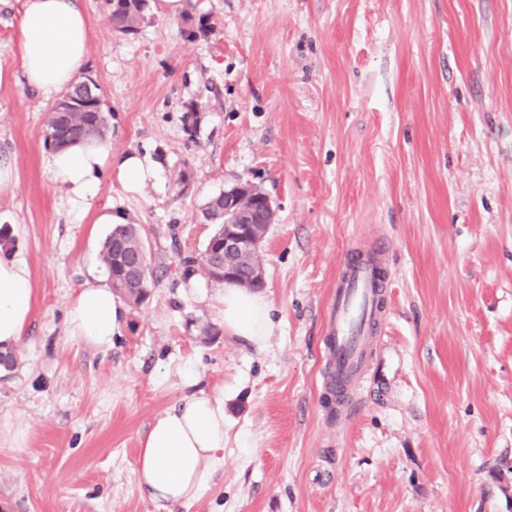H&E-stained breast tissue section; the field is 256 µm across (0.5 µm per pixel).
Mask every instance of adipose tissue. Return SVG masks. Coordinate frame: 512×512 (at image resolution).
Masks as SVG:
<instances>
[{
  "mask_svg": "<svg viewBox=\"0 0 512 512\" xmlns=\"http://www.w3.org/2000/svg\"><path fill=\"white\" fill-rule=\"evenodd\" d=\"M90 20L80 0H23L18 27L21 76L29 88L64 94L76 84L88 58ZM54 183L72 209L95 213L98 221L119 223L111 206L100 204L105 172L116 171L130 192L155 178L157 164L137 153L113 158L107 142L88 138L52 150L46 159ZM34 288L25 260L0 254V348L21 341L33 313ZM219 310L225 331L254 346L269 332L266 299L235 284L224 286ZM121 303L100 278L85 281L68 313L72 338L105 351L119 323ZM224 445V397L204 393L185 396L159 414L141 442L136 468L139 488L155 500L178 505L196 498Z\"/></svg>",
  "mask_w": 512,
  "mask_h": 512,
  "instance_id": "adipose-tissue-1",
  "label": "adipose tissue"
}]
</instances>
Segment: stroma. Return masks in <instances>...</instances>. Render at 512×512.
<instances>
[{
  "mask_svg": "<svg viewBox=\"0 0 512 512\" xmlns=\"http://www.w3.org/2000/svg\"><path fill=\"white\" fill-rule=\"evenodd\" d=\"M113 157L156 179L100 197L141 225L150 288L101 351L68 334L110 227L71 209L45 164L55 98L18 61L22 0H0V195L34 311L0 373L6 512H512V0H147L136 33L82 0ZM196 113L188 129L187 113ZM239 183L277 212L260 255L272 328L227 335L221 284H185ZM387 240V314L359 411L337 425L323 333L344 257ZM212 325L203 335V325ZM224 395V446L195 499L136 480L154 418Z\"/></svg>",
  "mask_w": 512,
  "mask_h": 512,
  "instance_id": "stroma-1",
  "label": "stroma"
}]
</instances>
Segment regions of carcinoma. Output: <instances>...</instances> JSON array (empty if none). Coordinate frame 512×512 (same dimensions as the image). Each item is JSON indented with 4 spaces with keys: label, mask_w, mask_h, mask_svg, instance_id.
<instances>
[{
    "label": "carcinoma",
    "mask_w": 512,
    "mask_h": 512,
    "mask_svg": "<svg viewBox=\"0 0 512 512\" xmlns=\"http://www.w3.org/2000/svg\"><path fill=\"white\" fill-rule=\"evenodd\" d=\"M107 21L115 30L132 34L143 19L147 0H106ZM96 85L87 80L76 84L71 92L63 99L60 105H54L48 112L44 126V141L46 145L57 147L63 141L78 142L92 135L103 136L107 129V117L101 110V100L94 92ZM224 199L216 195L207 200L201 208L203 217L211 224L223 223ZM275 210H268L256 218V223L250 226V234L255 242L263 240L267 226L274 223ZM208 256L197 260H186V276L196 272L205 275L212 281L219 282L221 278L216 274L222 265L221 255L209 252ZM146 253V246L137 225L116 224L105 238L102 245V262L107 270L109 279L121 282L124 291L121 295L138 305L143 302L149 288V281L144 283L129 282L124 273L122 261L125 257H140ZM261 267L259 248L242 253L236 261L235 270L239 277L238 285L247 289L262 287V281L252 277L255 269Z\"/></svg>",
    "instance_id": "1"
}]
</instances>
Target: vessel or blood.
Segmentation results:
<instances>
[{"instance_id":"1","label":"vessel or blood","mask_w":512,"mask_h":512,"mask_svg":"<svg viewBox=\"0 0 512 512\" xmlns=\"http://www.w3.org/2000/svg\"><path fill=\"white\" fill-rule=\"evenodd\" d=\"M388 253L380 242L357 252L339 269L323 347L329 366L324 382L342 421L359 406V383L369 371L385 319Z\"/></svg>"}]
</instances>
